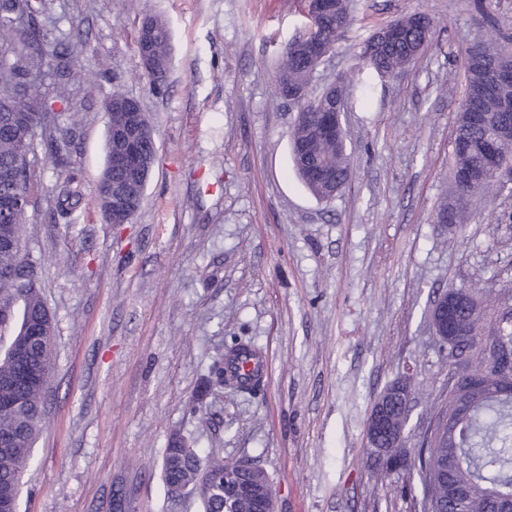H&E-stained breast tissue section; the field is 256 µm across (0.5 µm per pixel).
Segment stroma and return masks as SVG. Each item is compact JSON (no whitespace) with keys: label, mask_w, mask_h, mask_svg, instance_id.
<instances>
[{"label":"stroma","mask_w":512,"mask_h":512,"mask_svg":"<svg viewBox=\"0 0 512 512\" xmlns=\"http://www.w3.org/2000/svg\"><path fill=\"white\" fill-rule=\"evenodd\" d=\"M354 0L355 21L314 74L309 96L351 83L343 117L350 184L318 200L291 162L295 109L273 100L302 0H49L44 24L73 56L71 104L84 122L59 158L38 151L42 191L23 239L54 318L55 364L20 512H200L162 481L169 435L270 476L278 512H421L419 490L377 479L366 442L375 400L412 386L409 452L448 398L435 300L468 286L512 299V189L471 197L462 224L437 213L452 189L454 115L476 43L512 34V0ZM427 14L413 66L382 78L361 50L378 28ZM168 24L172 64L154 89L140 66L142 14ZM83 41L71 46V24ZM107 62L110 74L99 73ZM96 79L98 90L83 87ZM141 104L157 159L131 223L107 224L95 187L106 159L104 102ZM83 201L54 221L62 167ZM237 342L267 361L256 394L194 398Z\"/></svg>","instance_id":"1"}]
</instances>
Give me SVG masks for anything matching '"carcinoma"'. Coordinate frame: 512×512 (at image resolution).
Returning <instances> with one entry per match:
<instances>
[{
	"instance_id": "1",
	"label": "carcinoma",
	"mask_w": 512,
	"mask_h": 512,
	"mask_svg": "<svg viewBox=\"0 0 512 512\" xmlns=\"http://www.w3.org/2000/svg\"><path fill=\"white\" fill-rule=\"evenodd\" d=\"M48 10L47 0H0V185H18L23 193L33 197L38 193L34 182L29 156L36 155V133H48L43 146L58 149L54 132L66 136L80 124L79 113L66 115V126L58 127L55 120L47 117L51 111L47 98L69 105L71 89L66 81L68 62L58 55L44 29L43 18ZM352 17L351 0H335L330 13L319 16L307 13L308 31L313 39L327 46H334L338 33ZM141 22L150 26L155 37L152 54L155 66L146 73L150 84L160 89L167 82L171 37L166 23L159 17L145 14ZM403 39L378 53L364 58V64L382 77L391 76L406 69L413 49L429 41L432 23L429 17H412L400 22ZM499 60L489 57L483 61L467 56L465 99L456 115L452 146V174L492 161L512 163V139L496 138L494 154L486 155L482 147L486 139L498 127L512 121V117L498 108V95L485 91L487 71ZM56 69V79L49 92L39 95L41 108L30 113L31 125L24 132L15 128L11 121L14 107L21 103L25 84L37 79L50 67ZM311 81L310 69L301 59L295 45L289 43L281 53V61L274 79L276 97L284 98L291 87L307 90ZM349 84L340 81L328 86L313 97L315 105H308L304 112L310 116L301 130L290 133L293 166L307 189L318 199H333L336 186H345L352 178V170L346 153L344 133L331 136L318 133L316 118L322 111V102L335 97L346 98ZM314 155L326 163L330 178L315 179L305 168L307 155ZM454 192L440 212H453L463 208L465 199L489 188L488 179L463 184L453 181ZM83 199L82 187L77 174L67 171L56 196L55 208L60 217L66 218L75 211ZM28 211L20 209L7 217L0 216V310H13L16 318L8 323L0 322V396L18 398L22 404L15 408L0 407V435L9 436V445L0 449V512L4 504L15 497V488L31 464V449L39 435L44 418L45 391L36 382L22 383L16 380L15 352L29 349L28 337L22 332L21 319L25 316L42 321L48 339H53L52 317L38 285L37 264L22 261L18 254L7 247V242L20 239ZM479 310L462 301L454 309L455 321L474 331L465 336L459 345L466 350L473 367L491 368L487 345L501 348L512 346V322L483 305L478 294L468 289ZM251 350L245 343H236L224 356L215 360L208 378L197 395L202 403L208 397L232 387L239 392H255L260 386L254 375L234 377L226 374L227 363L238 361ZM30 363L41 376L51 372L54 364L52 345L32 354ZM392 428L405 424L403 400H395L388 407ZM512 399L500 391L486 392L475 397L470 414L465 417L455 434V441L446 442L433 434L426 439V446L413 456L412 464L402 471L408 480L418 478L422 512H491L487 497L490 489L497 490L502 501L512 512ZM250 461H226L215 455L202 456L195 449L184 452L167 448L162 462V480L169 497L179 496V489L193 491L203 474L220 475L231 471L243 480H250L251 473L244 470ZM202 512H249L246 503L233 502L224 506L221 497L200 494Z\"/></svg>"
}]
</instances>
